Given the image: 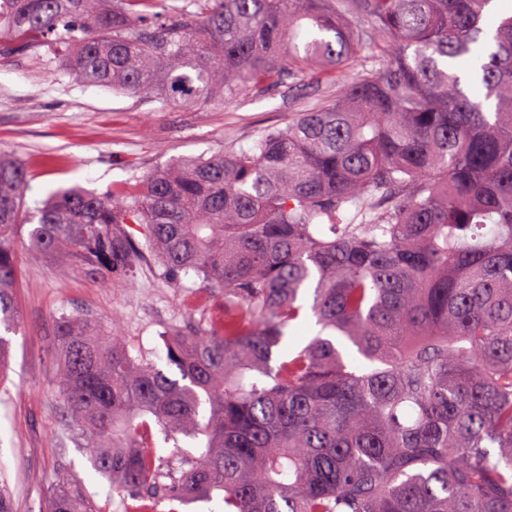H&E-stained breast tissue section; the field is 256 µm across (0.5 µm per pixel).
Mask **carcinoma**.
I'll return each mask as SVG.
<instances>
[{"mask_svg": "<svg viewBox=\"0 0 512 512\" xmlns=\"http://www.w3.org/2000/svg\"><path fill=\"white\" fill-rule=\"evenodd\" d=\"M492 0H0V59L42 43L75 80L159 109L223 104L365 44L367 78L252 146L177 159L139 184L61 189L26 209L0 155V326L13 245L104 279L143 234L161 275L224 290L173 328L165 362L57 320L55 384L89 461L131 500L224 512H512V14ZM369 209L366 224L348 205ZM310 311L318 334L288 348ZM200 453L163 475L151 424ZM168 481H162V478ZM57 476L42 512H92Z\"/></svg>", "mask_w": 512, "mask_h": 512, "instance_id": "cac0c4a2", "label": "carcinoma"}]
</instances>
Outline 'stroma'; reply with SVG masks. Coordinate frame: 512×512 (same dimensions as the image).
Segmentation results:
<instances>
[{
    "label": "stroma",
    "instance_id": "obj_1",
    "mask_svg": "<svg viewBox=\"0 0 512 512\" xmlns=\"http://www.w3.org/2000/svg\"><path fill=\"white\" fill-rule=\"evenodd\" d=\"M336 83L307 73L260 97L242 90L223 106L158 112L141 98L72 80L58 63L17 56L0 60V149L27 168V204L62 186L108 193L178 158L248 148L265 129L333 96ZM16 252L20 318L0 380V485L15 512H39L56 475L67 471L98 512H123L125 495L92 471L54 385L55 323L66 313L106 329L119 324L132 355L161 366L166 331L208 327L223 316L224 295L202 290L192 273L167 281L149 258L106 280L32 256L22 236Z\"/></svg>",
    "mask_w": 512,
    "mask_h": 512
}]
</instances>
